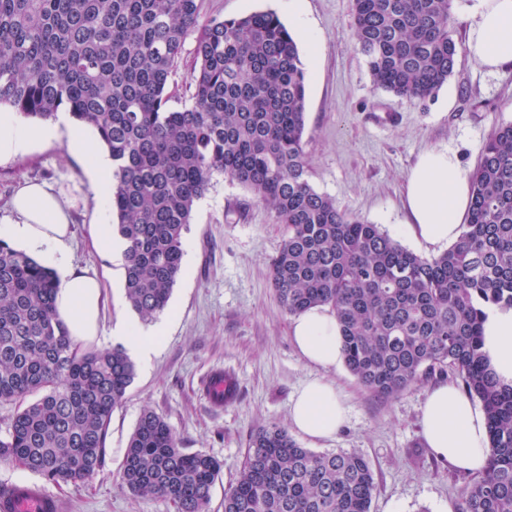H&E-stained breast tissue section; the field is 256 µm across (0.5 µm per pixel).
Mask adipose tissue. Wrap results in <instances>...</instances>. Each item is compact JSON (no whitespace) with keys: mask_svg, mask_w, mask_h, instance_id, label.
Segmentation results:
<instances>
[{"mask_svg":"<svg viewBox=\"0 0 512 512\" xmlns=\"http://www.w3.org/2000/svg\"><path fill=\"white\" fill-rule=\"evenodd\" d=\"M467 49L491 72L512 67V0H477L469 20ZM57 127L21 125L13 113H0V158L26 153L36 141L51 140ZM73 153L84 156L91 190L99 205L93 236L101 246L111 243L108 214L112 201V161L88 150L84 132L69 128ZM470 180L457 154L448 149L420 154L406 185L405 223L412 238L428 249L455 243L470 209ZM15 219L0 226V238L24 247L59 273L56 306L74 343L96 336L103 284L95 276L75 271L69 261V208L44 184L29 182L12 202ZM291 340L302 359L325 371L344 361V343L334 314L312 308L296 315ZM483 352L497 381L512 385V308L490 309L482 324ZM289 419L303 436L329 439L347 421V408L336 386L316 378L292 401ZM424 439L438 459L466 471L483 470L488 462L487 415L454 384L445 383L426 396Z\"/></svg>","mask_w":512,"mask_h":512,"instance_id":"obj_1","label":"adipose tissue"}]
</instances>
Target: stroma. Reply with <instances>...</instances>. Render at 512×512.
<instances>
[{
  "instance_id": "1",
  "label": "stroma",
  "mask_w": 512,
  "mask_h": 512,
  "mask_svg": "<svg viewBox=\"0 0 512 512\" xmlns=\"http://www.w3.org/2000/svg\"><path fill=\"white\" fill-rule=\"evenodd\" d=\"M303 9L318 46L314 54L300 51L308 79L305 139L312 186L402 247L428 256L403 227L406 177L421 152L443 148L456 151L463 167L474 171L494 128L512 121V69L487 71L463 48L453 75L434 96L398 97L375 87L354 46L350 0H304ZM267 10L292 25L288 0L203 2L208 17ZM27 179L48 183L70 201V260L105 284L100 333L90 345L115 346L112 329L138 316L125 298L123 262L91 243L97 204L66 135L0 160V223L10 218V199ZM285 237V226L269 207L214 176L184 234L181 271L162 314L169 323L163 345L136 363L128 394L112 414L103 469L81 484L49 485L61 512H175L166 498H138L119 485L125 448L147 407L166 420L182 447L223 462L210 512H224V491L251 433L273 422L288 425L292 399L321 376L341 389L348 420L332 439L301 436L298 444L366 459L376 482L372 512H455L459 491L472 475L437 460L422 434L426 394L442 377L385 398L361 385L347 367L324 373L307 364L290 340L292 317L280 308L272 286L270 260ZM216 371L237 380L235 400L220 407L201 386Z\"/></svg>"
}]
</instances>
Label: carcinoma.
Wrapping results in <instances>:
<instances>
[{
    "mask_svg": "<svg viewBox=\"0 0 512 512\" xmlns=\"http://www.w3.org/2000/svg\"><path fill=\"white\" fill-rule=\"evenodd\" d=\"M455 0H352L353 38L377 88L425 100L452 76ZM194 39L189 103L169 79ZM47 120L65 110L95 129L112 158L113 232L125 295L143 321L167 308L195 201L223 174L287 228L271 259L282 310L328 306L345 364L368 390L397 396L452 374L489 424L486 468L458 512H512V387L483 367L489 306L512 307V122L490 135L471 176L460 239L430 258L342 210L308 179L306 72L297 37L272 11L202 19L201 0H0V106ZM55 272L0 240V403L20 407L0 462L55 485L104 466L112 412L135 367L125 349L82 348L59 318ZM224 464L187 452L143 410L120 467L134 496L209 512ZM361 456L302 448L271 423L249 437L224 512H371Z\"/></svg>",
    "mask_w": 512,
    "mask_h": 512,
    "instance_id": "carcinoma-1",
    "label": "carcinoma"
}]
</instances>
